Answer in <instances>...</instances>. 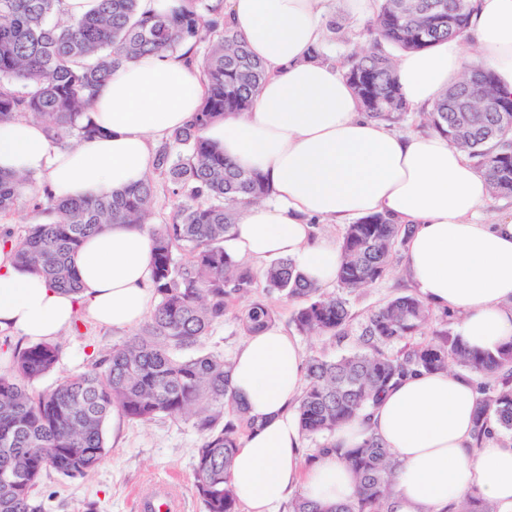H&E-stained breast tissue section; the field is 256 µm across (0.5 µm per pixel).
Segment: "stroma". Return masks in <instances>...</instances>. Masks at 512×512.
<instances>
[{
  "label": "stroma",
  "instance_id": "1",
  "mask_svg": "<svg viewBox=\"0 0 512 512\" xmlns=\"http://www.w3.org/2000/svg\"><path fill=\"white\" fill-rule=\"evenodd\" d=\"M328 19L342 27L343 37L329 43L328 53L343 58L364 43V23L353 17L345 0H332ZM403 258H396L393 271L371 288L350 298L355 322H362L371 310L392 297L409 293ZM275 326L297 336L303 355L319 354L333 359L346 354L351 341L336 342L327 337L301 336L292 321L296 302L274 299ZM78 327L59 340L61 357L55 371L34 381L33 391L55 387L64 378L84 371L101 351L122 344L129 336L125 330H104L89 318L77 319ZM107 453L84 479L69 480L58 475L45 477L39 499L44 512H84L87 503L97 505L96 512H138L137 494L163 480L174 481L182 497V512H202L194 489V463L203 438L187 415H161L142 423L121 418L105 426Z\"/></svg>",
  "mask_w": 512,
  "mask_h": 512
}]
</instances>
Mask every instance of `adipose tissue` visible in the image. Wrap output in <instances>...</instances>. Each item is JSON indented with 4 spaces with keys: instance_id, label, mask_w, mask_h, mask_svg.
<instances>
[{
    "instance_id": "obj_1",
    "label": "adipose tissue",
    "mask_w": 512,
    "mask_h": 512,
    "mask_svg": "<svg viewBox=\"0 0 512 512\" xmlns=\"http://www.w3.org/2000/svg\"><path fill=\"white\" fill-rule=\"evenodd\" d=\"M325 0H226L228 20L269 77L251 112L208 125L203 136L273 188L270 200L244 206L224 247L262 265L293 258L316 285L334 282L339 245L316 240L313 219L336 224L382 213L412 225L404 262L418 295L456 313L468 346L512 342V219L480 215L490 192L485 175L446 136L400 134L369 118L334 65L310 59L322 41ZM468 58L451 39L395 62L401 90L415 106L434 104L468 61L492 69L512 93V0H473ZM204 87L173 55H149L117 71L99 89L92 118L102 136L53 146L28 120L0 123V170L41 176L56 195L78 198L139 183L152 142L188 124ZM153 243L134 224L89 236L71 262L79 290L67 293L20 270L12 246H0V330L31 342L56 340L78 314L102 327L128 329L152 309ZM305 375L294 337L269 327L247 337L231 371L236 401L256 426L238 448L230 483L247 512H276L293 493L333 506L357 490L335 454L306 463L295 407ZM475 393L452 372L401 379L366 417L343 426L336 443L351 447L373 432L399 463L395 512H446L471 488L512 512V447L492 439L473 448Z\"/></svg>"
}]
</instances>
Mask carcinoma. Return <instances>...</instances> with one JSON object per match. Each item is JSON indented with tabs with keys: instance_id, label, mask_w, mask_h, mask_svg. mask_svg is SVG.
Returning a JSON list of instances; mask_svg holds the SVG:
<instances>
[{
	"instance_id": "carcinoma-1",
	"label": "carcinoma",
	"mask_w": 512,
	"mask_h": 512,
	"mask_svg": "<svg viewBox=\"0 0 512 512\" xmlns=\"http://www.w3.org/2000/svg\"><path fill=\"white\" fill-rule=\"evenodd\" d=\"M62 3L0 0V122L36 121L59 146L90 139L100 133L91 117L97 89L123 65L150 54L182 55L199 70L205 93L193 120L167 133L152 157V172L183 205L169 223L148 228L158 303L147 322L49 391L31 393L28 385L56 369L55 343L15 348L0 373V512H42L37 488L48 471L72 480L89 476L107 452L104 428L115 409L142 422L192 414L203 434L194 464L203 512H238L230 470L254 422L233 404L232 362L201 346L212 326L228 316L247 336L275 317L264 299L239 304L257 287V276L224 249L242 205L270 198L271 189L260 173L227 160L202 130L226 114L251 111L266 68L229 27L224 0H175L164 13L147 9L142 0H99L94 12L80 18L66 15ZM472 13L473 0H377L367 49L340 62L366 115L389 126L406 122L410 105L389 48L422 51L451 38L465 40ZM486 80H494L489 70L469 71L419 116L467 152L494 196L512 197V94L498 92L500 112L463 111L468 103L480 104ZM35 183L31 176L0 172V213L25 200L55 214L56 221L32 224L18 238L6 230L0 242L14 246L17 267L65 292L78 290L69 259L84 239L107 224L148 223L156 197L152 176L80 199L47 191L40 196ZM410 232L383 214L346 225L336 274L339 295L306 282L291 258L272 262L263 273L265 294L300 301L293 322L301 334L356 337V347L338 359L307 358L296 408L303 438L324 440L307 461L336 451L356 477V496L334 508L297 496L289 512H395L398 462L391 452L372 433L352 448L336 447L332 436L410 373L460 367L479 375L475 445L506 435L511 440L504 445L512 444V343L494 352L471 350L448 331L438 342H413L431 315L417 294L387 300L354 326L349 296L386 277ZM178 249L188 258H176ZM400 343V350H390ZM448 509L497 512L476 489Z\"/></svg>"
}]
</instances>
